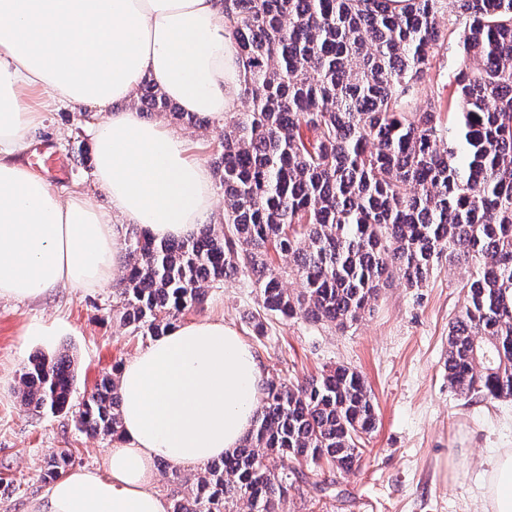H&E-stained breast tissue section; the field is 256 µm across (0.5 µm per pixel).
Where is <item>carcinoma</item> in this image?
I'll return each mask as SVG.
<instances>
[{
    "label": "carcinoma",
    "mask_w": 512,
    "mask_h": 512,
    "mask_svg": "<svg viewBox=\"0 0 512 512\" xmlns=\"http://www.w3.org/2000/svg\"><path fill=\"white\" fill-rule=\"evenodd\" d=\"M220 5L247 102L215 129L224 221L178 241L133 229L113 317L156 338L203 304L209 284L247 278L265 312L345 329L392 279L425 287L446 254L473 267L448 330V383L465 397L512 398V0ZM449 7L457 32L439 24ZM451 35L463 54L446 105L459 146L443 148L440 111L415 100L428 96L425 76ZM136 97L149 113L203 124L147 80ZM74 381L69 354L36 358L21 400L67 412ZM120 402L116 377L102 379L75 412L78 427L119 437ZM377 427L372 391L347 366L268 378L235 453L191 480L170 471V512H279L295 485L328 489L322 463L351 471ZM72 463L60 454L42 482Z\"/></svg>",
    "instance_id": "1"
}]
</instances>
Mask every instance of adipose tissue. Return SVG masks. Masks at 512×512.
I'll use <instances>...</instances> for the list:
<instances>
[{"mask_svg":"<svg viewBox=\"0 0 512 512\" xmlns=\"http://www.w3.org/2000/svg\"><path fill=\"white\" fill-rule=\"evenodd\" d=\"M183 111L224 122L240 72L219 0H0V299L91 291L124 273L119 223L159 240L218 223L211 173L186 139L132 109L142 78ZM88 106L96 180L108 208L63 194L15 161L41 122L25 101ZM122 435L101 462L49 485L34 512H168L157 460L198 470L233 453L250 430L265 381L252 347L223 321L177 324L121 364ZM482 512H512V448L479 485Z\"/></svg>","mask_w":512,"mask_h":512,"instance_id":"1","label":"adipose tissue"}]
</instances>
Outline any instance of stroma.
Instances as JSON below:
<instances>
[{
  "instance_id": "35a3bbf8",
  "label": "stroma",
  "mask_w": 512,
  "mask_h": 512,
  "mask_svg": "<svg viewBox=\"0 0 512 512\" xmlns=\"http://www.w3.org/2000/svg\"><path fill=\"white\" fill-rule=\"evenodd\" d=\"M459 61L458 43L449 39L426 79L440 97L452 95ZM85 114L82 107L45 109L29 140L49 142L70 161L71 174L58 190L82 192L105 208L108 197L91 162L75 161L92 153ZM470 273L444 262L425 287L392 283L370 314L343 330L273 315L264 335H255L249 316L259 311L260 297L244 279L208 289L203 306L188 312V319H221L236 329L267 376L293 381L345 365L372 389L378 428L358 465L347 473L326 470V492L289 490L282 512H480L482 473L499 449L512 448V399L468 398L448 385V323ZM118 286L114 280L98 291L60 288L39 300H0V512H33L53 455L68 452L74 467H92L111 447L112 436L86 434L72 412L24 406L18 392L29 358L65 351L76 374L71 405L79 407L116 365L148 345L113 319ZM42 322L52 323L51 335H28L29 326Z\"/></svg>"
}]
</instances>
